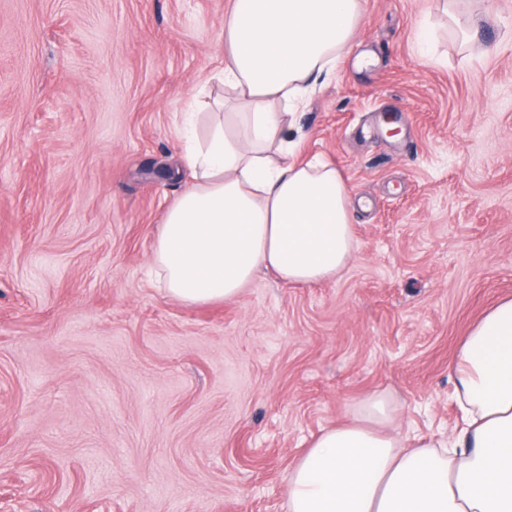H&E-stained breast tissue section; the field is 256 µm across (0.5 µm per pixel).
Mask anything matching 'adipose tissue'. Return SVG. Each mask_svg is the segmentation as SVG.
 Masks as SVG:
<instances>
[{
	"instance_id": "obj_1",
	"label": "adipose tissue",
	"mask_w": 512,
	"mask_h": 512,
	"mask_svg": "<svg viewBox=\"0 0 512 512\" xmlns=\"http://www.w3.org/2000/svg\"><path fill=\"white\" fill-rule=\"evenodd\" d=\"M359 18V0H232L218 79L244 109L186 140L188 185L151 259L171 298L232 301L264 269L316 285L353 259L349 184L322 159L294 161L292 129ZM450 370L462 417L448 440L390 433V405L366 398L293 464L288 512H512L511 298L471 327Z\"/></svg>"
}]
</instances>
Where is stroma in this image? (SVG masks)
<instances>
[{"instance_id":"35a3bbf8","label":"stroma","mask_w":512,"mask_h":512,"mask_svg":"<svg viewBox=\"0 0 512 512\" xmlns=\"http://www.w3.org/2000/svg\"><path fill=\"white\" fill-rule=\"evenodd\" d=\"M230 0H0V512H287L357 399L460 421L449 370L512 297V0H360L298 114L354 260L186 305L146 273Z\"/></svg>"}]
</instances>
